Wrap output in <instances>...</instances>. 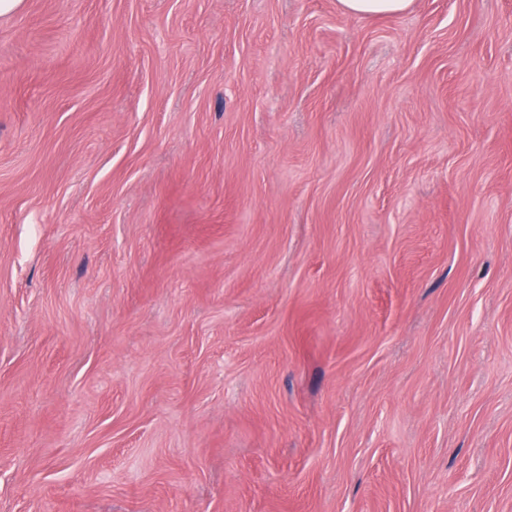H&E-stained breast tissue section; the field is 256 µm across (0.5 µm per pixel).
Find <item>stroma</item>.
<instances>
[{"instance_id": "35a3bbf8", "label": "stroma", "mask_w": 512, "mask_h": 512, "mask_svg": "<svg viewBox=\"0 0 512 512\" xmlns=\"http://www.w3.org/2000/svg\"><path fill=\"white\" fill-rule=\"evenodd\" d=\"M0 512H512V0L0 17ZM414 0H338L344 14L356 16L399 15L413 7Z\"/></svg>"}]
</instances>
